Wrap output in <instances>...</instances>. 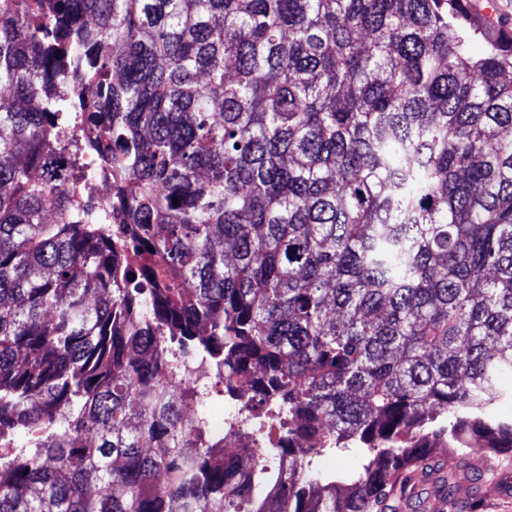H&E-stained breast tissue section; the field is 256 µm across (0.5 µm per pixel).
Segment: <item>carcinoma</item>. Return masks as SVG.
<instances>
[{
    "mask_svg": "<svg viewBox=\"0 0 512 512\" xmlns=\"http://www.w3.org/2000/svg\"><path fill=\"white\" fill-rule=\"evenodd\" d=\"M1 86L0 512H377L512 453V39L463 0H0ZM263 440V430L245 422L241 423L236 437L224 439V448H259Z\"/></svg>",
    "mask_w": 512,
    "mask_h": 512,
    "instance_id": "obj_1",
    "label": "carcinoma"
}]
</instances>
